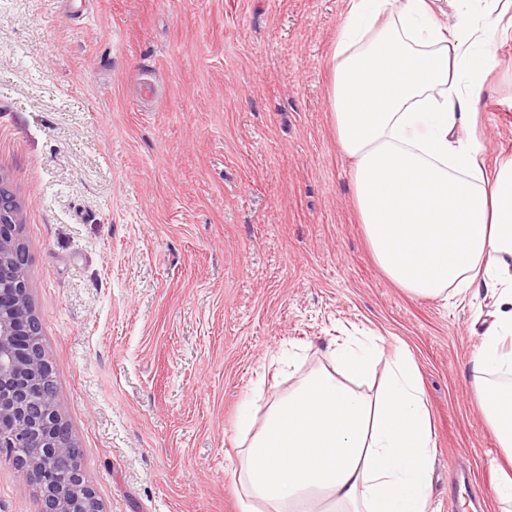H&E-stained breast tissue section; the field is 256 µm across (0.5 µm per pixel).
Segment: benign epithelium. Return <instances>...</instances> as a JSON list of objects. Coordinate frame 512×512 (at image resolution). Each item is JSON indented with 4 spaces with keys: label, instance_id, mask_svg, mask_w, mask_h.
Listing matches in <instances>:
<instances>
[{
    "label": "benign epithelium",
    "instance_id": "obj_1",
    "mask_svg": "<svg viewBox=\"0 0 512 512\" xmlns=\"http://www.w3.org/2000/svg\"><path fill=\"white\" fill-rule=\"evenodd\" d=\"M21 224L22 206L0 175V456L34 479L40 512H101L50 386L52 368L34 344L41 322L30 304Z\"/></svg>",
    "mask_w": 512,
    "mask_h": 512
}]
</instances>
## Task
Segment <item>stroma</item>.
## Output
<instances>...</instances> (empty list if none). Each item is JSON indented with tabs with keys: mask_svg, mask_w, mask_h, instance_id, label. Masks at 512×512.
I'll list each match as a JSON object with an SVG mask.
<instances>
[{
	"mask_svg": "<svg viewBox=\"0 0 512 512\" xmlns=\"http://www.w3.org/2000/svg\"><path fill=\"white\" fill-rule=\"evenodd\" d=\"M345 0H0V174L23 205L32 307L103 512H240L237 421L333 340L405 344L436 453L429 512L512 474L467 362L492 294L418 298L374 259L336 147ZM474 100L512 157V37ZM0 459V512H39Z\"/></svg>",
	"mask_w": 512,
	"mask_h": 512,
	"instance_id": "1",
	"label": "stroma"
}]
</instances>
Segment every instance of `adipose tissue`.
Returning a JSON list of instances; mask_svg holds the SVG:
<instances>
[{
  "instance_id": "obj_1",
  "label": "adipose tissue",
  "mask_w": 512,
  "mask_h": 512,
  "mask_svg": "<svg viewBox=\"0 0 512 512\" xmlns=\"http://www.w3.org/2000/svg\"><path fill=\"white\" fill-rule=\"evenodd\" d=\"M442 0H346L329 59V107L355 161L360 221L384 273L410 295L498 300L469 364L472 391L512 451V159L488 172L473 100L495 65L492 32L444 23ZM374 337L329 351L271 404L239 423L241 512H427L435 444L411 351L361 390Z\"/></svg>"
}]
</instances>
